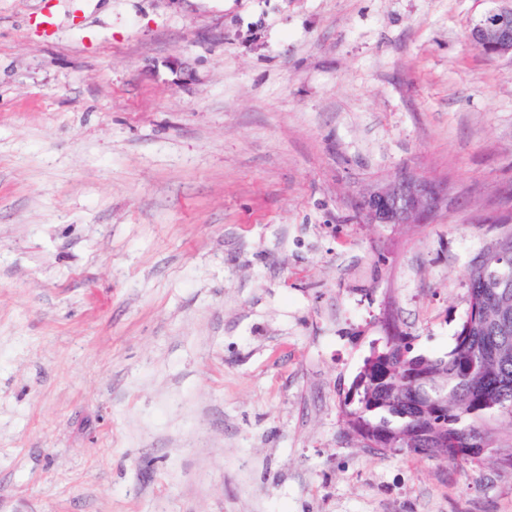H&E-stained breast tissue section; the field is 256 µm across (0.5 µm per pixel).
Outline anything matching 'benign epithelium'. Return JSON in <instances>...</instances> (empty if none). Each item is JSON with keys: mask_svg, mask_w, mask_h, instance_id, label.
<instances>
[{"mask_svg": "<svg viewBox=\"0 0 512 512\" xmlns=\"http://www.w3.org/2000/svg\"><path fill=\"white\" fill-rule=\"evenodd\" d=\"M472 42L494 58L512 57V0H497L469 31ZM448 202V185L403 171L371 186L356 203L368 224H423Z\"/></svg>", "mask_w": 512, "mask_h": 512, "instance_id": "7a95c632", "label": "benign epithelium"}]
</instances>
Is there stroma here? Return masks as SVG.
I'll return each mask as SVG.
<instances>
[{"mask_svg":"<svg viewBox=\"0 0 512 512\" xmlns=\"http://www.w3.org/2000/svg\"><path fill=\"white\" fill-rule=\"evenodd\" d=\"M495 0H0V512H512L341 406L450 351L512 214ZM408 169L428 224L354 201ZM497 6L485 13L469 31L472 42L484 55L487 48L492 58L510 56L512 58V1L497 0Z\"/></svg>","mask_w":512,"mask_h":512,"instance_id":"obj_1","label":"stroma"}]
</instances>
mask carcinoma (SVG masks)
Wrapping results in <instances>:
<instances>
[{
    "label": "carcinoma",
    "instance_id": "obj_1",
    "mask_svg": "<svg viewBox=\"0 0 512 512\" xmlns=\"http://www.w3.org/2000/svg\"><path fill=\"white\" fill-rule=\"evenodd\" d=\"M497 249L469 264L468 309L454 347L441 356L387 319L343 403L345 434L381 455H425L512 474V224L498 225Z\"/></svg>",
    "mask_w": 512,
    "mask_h": 512
}]
</instances>
